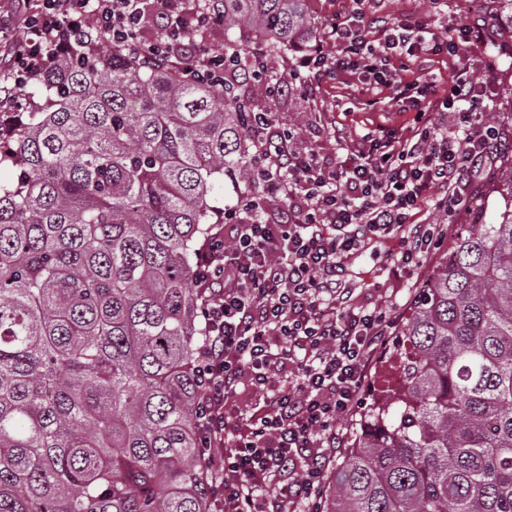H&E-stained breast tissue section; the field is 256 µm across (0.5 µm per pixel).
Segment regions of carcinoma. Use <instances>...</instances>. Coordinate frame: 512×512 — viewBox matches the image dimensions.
Segmentation results:
<instances>
[{
	"mask_svg": "<svg viewBox=\"0 0 512 512\" xmlns=\"http://www.w3.org/2000/svg\"><path fill=\"white\" fill-rule=\"evenodd\" d=\"M305 0H224V82L117 49L60 59L0 165V512H210L199 456L197 244L264 172L252 114L307 46ZM264 49L241 54L234 32ZM474 205L328 475L323 512H512V159Z\"/></svg>",
	"mask_w": 512,
	"mask_h": 512,
	"instance_id": "carcinoma-1",
	"label": "carcinoma"
}]
</instances>
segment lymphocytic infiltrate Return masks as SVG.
<instances>
[{
    "instance_id": "lymphocytic-infiltrate-1",
    "label": "lymphocytic infiltrate",
    "mask_w": 512,
    "mask_h": 512,
    "mask_svg": "<svg viewBox=\"0 0 512 512\" xmlns=\"http://www.w3.org/2000/svg\"><path fill=\"white\" fill-rule=\"evenodd\" d=\"M22 26L0 19V38L12 48L0 70V112L35 110L21 97L60 55L83 57L110 45L146 55L154 65H177L195 80L224 74V56L198 43L224 23L222 0H22ZM373 0L328 24L299 63L306 94L327 77L356 71L377 89H390L398 111L413 113L407 132L381 126L333 159L299 152L271 131L272 115H255L253 153L263 158L265 183L284 219L240 218L207 241L195 270L204 288L205 345L198 394L201 455L212 476V512H316L335 447L336 422L358 408L373 361L395 327L391 306L356 305L342 281L351 256L378 240L396 239L385 253L393 269H413L444 239L440 224L414 217L437 198L448 216L470 210L472 176L488 165L498 140L490 123L473 126L487 105L483 84L468 66L454 68L448 87L409 77V61L455 59L488 44L494 20L432 26L425 16L378 15ZM376 29L375 42L365 39ZM341 54L325 52V42ZM455 115L454 124L445 115ZM282 381H275V374ZM264 396L255 411H231L241 384Z\"/></svg>"
}]
</instances>
